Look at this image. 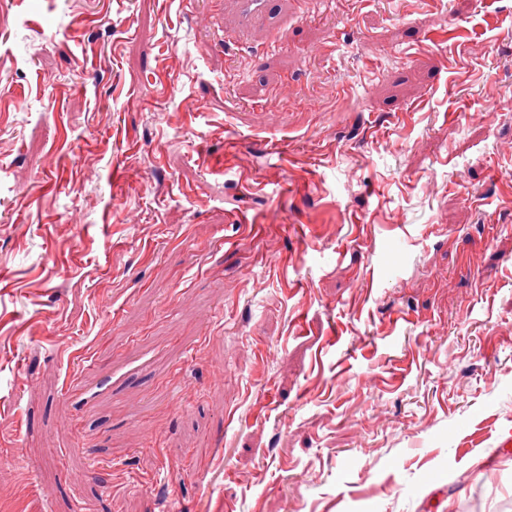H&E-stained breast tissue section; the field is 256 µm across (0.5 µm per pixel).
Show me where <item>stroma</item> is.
Listing matches in <instances>:
<instances>
[{
	"label": "stroma",
	"mask_w": 512,
	"mask_h": 512,
	"mask_svg": "<svg viewBox=\"0 0 512 512\" xmlns=\"http://www.w3.org/2000/svg\"><path fill=\"white\" fill-rule=\"evenodd\" d=\"M273 10L0 0V512H512V0ZM238 14L240 27H249L258 23L266 24L272 12L265 0H233Z\"/></svg>",
	"instance_id": "1"
}]
</instances>
